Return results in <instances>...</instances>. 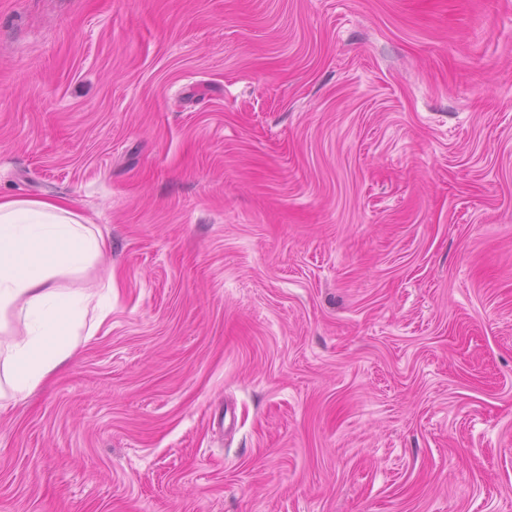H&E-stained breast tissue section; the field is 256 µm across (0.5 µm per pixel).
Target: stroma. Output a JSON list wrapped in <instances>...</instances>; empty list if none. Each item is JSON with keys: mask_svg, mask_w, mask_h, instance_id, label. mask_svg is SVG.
Segmentation results:
<instances>
[{"mask_svg": "<svg viewBox=\"0 0 512 512\" xmlns=\"http://www.w3.org/2000/svg\"><path fill=\"white\" fill-rule=\"evenodd\" d=\"M11 196L112 311L0 512H512V0H0Z\"/></svg>", "mask_w": 512, "mask_h": 512, "instance_id": "1", "label": "stroma"}]
</instances>
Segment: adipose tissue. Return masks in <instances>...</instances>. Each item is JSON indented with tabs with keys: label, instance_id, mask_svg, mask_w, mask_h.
I'll return each instance as SVG.
<instances>
[{
	"label": "adipose tissue",
	"instance_id": "adipose-tissue-1",
	"mask_svg": "<svg viewBox=\"0 0 512 512\" xmlns=\"http://www.w3.org/2000/svg\"><path fill=\"white\" fill-rule=\"evenodd\" d=\"M105 241L69 200L0 198V412L26 397L75 353L89 313L111 281L75 287Z\"/></svg>",
	"mask_w": 512,
	"mask_h": 512
}]
</instances>
